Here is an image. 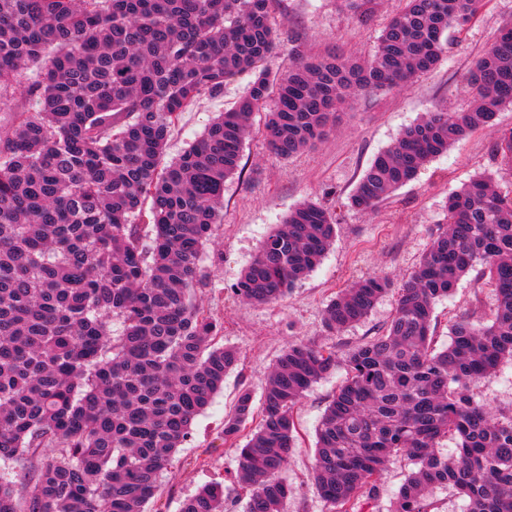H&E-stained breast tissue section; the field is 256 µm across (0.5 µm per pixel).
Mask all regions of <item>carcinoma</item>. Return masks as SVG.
<instances>
[{
	"label": "carcinoma",
	"mask_w": 512,
	"mask_h": 512,
	"mask_svg": "<svg viewBox=\"0 0 512 512\" xmlns=\"http://www.w3.org/2000/svg\"><path fill=\"white\" fill-rule=\"evenodd\" d=\"M358 22L372 0H345ZM372 58L308 51L271 22L277 0H0V103L36 105L0 127V461L29 466L27 486L0 481V512H147L159 475L224 385L238 353L195 302L200 257L221 220L224 184L242 173L250 120L275 97L264 134L287 160L335 128L364 93L408 86L434 69L448 29L482 0H402ZM288 50L282 73L273 62ZM250 73L246 96L202 138L164 161L182 113ZM472 105L431 112L364 170L349 198L371 210L431 159L512 105V23L468 71ZM512 168V130L495 144ZM336 218L306 201L261 243L235 287L250 304L280 300L320 264ZM482 265L495 297L486 320L451 322L435 345L434 305ZM365 277L332 299L324 326L364 321L391 290ZM512 361V194L479 176L448 196L445 223L397 291L384 329L348 352L346 377L316 429L313 484L334 512L378 496L392 458L415 465L389 512H438L453 489L468 512H512V407L494 410L471 385ZM336 368L316 345L288 346L263 393L224 416L236 447L243 512H285L278 478L304 393ZM454 438L456 452H439ZM180 512H224V485Z\"/></svg>",
	"instance_id": "obj_1"
}]
</instances>
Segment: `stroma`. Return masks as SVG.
Masks as SVG:
<instances>
[{"label": "stroma", "mask_w": 512, "mask_h": 512, "mask_svg": "<svg viewBox=\"0 0 512 512\" xmlns=\"http://www.w3.org/2000/svg\"><path fill=\"white\" fill-rule=\"evenodd\" d=\"M398 8L399 0H376L370 23L363 25L342 0H280L274 22L280 31L299 33L311 51L333 47L368 57ZM509 22L512 0H482L479 12L463 30H449L447 52L434 70L413 85L354 99L344 106L327 140L289 160L271 154L260 136L245 140L244 169L224 185L223 222L202 255L207 285L196 293L197 304L222 324V341L238 350L241 362L225 377L223 390L195 420L190 439L180 448L173 466L163 473L159 495L149 505L151 512H179L185 498L214 482L224 485V512H242L235 504L239 489L233 481L237 452L225 444L222 435L224 415L240 391L247 389L254 397H261L269 371L291 344L310 342L341 359L376 335L393 313V297L383 298L366 320L336 335L324 328L326 305L339 291L370 275H385L393 283H401L443 223L449 194L480 175L491 177L501 192L512 193V170L493 156L500 133L512 130V106H507L491 125L456 142L447 154L432 160L415 180L375 210L357 211L348 204L357 179L403 128L436 109L466 110L470 101L466 75ZM251 81L247 74L230 77L224 83L223 97L202 99L184 113L172 132L167 158H175L197 140L216 113L231 107L247 92ZM308 200L325 205L335 216L334 245L320 265L280 301L245 303L234 291L243 270L272 228L289 210ZM493 304L479 271L463 277L455 292L435 306L438 346L449 342L451 317L470 313L484 316ZM344 377V368H336L306 392L294 411L295 446L280 473L293 489L286 512H332L318 496L310 472L316 427ZM472 391L478 401L491 407L511 406L512 362L502 363L496 373L475 382ZM412 467L407 458L396 457L378 497H361L362 512H387Z\"/></svg>", "instance_id": "stroma-1"}]
</instances>
